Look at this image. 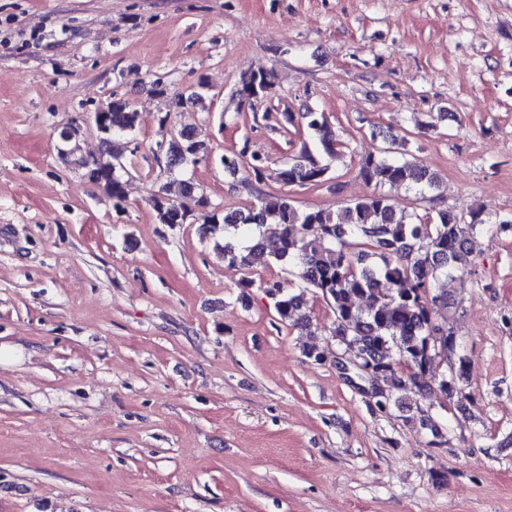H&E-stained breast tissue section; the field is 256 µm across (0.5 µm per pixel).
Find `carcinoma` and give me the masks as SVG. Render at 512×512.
Here are the masks:
<instances>
[{"label": "carcinoma", "instance_id": "obj_1", "mask_svg": "<svg viewBox=\"0 0 512 512\" xmlns=\"http://www.w3.org/2000/svg\"><path fill=\"white\" fill-rule=\"evenodd\" d=\"M202 87L201 82L190 87L176 99V106H196L202 101ZM272 87V77L266 72L244 76L239 89L241 103L256 110ZM110 104L107 122L112 133L103 134L109 159L94 158L83 165L89 180L102 187L119 207L125 201L124 181L122 169L114 168V164L124 160L119 141L135 134L138 113L122 98H114ZM282 116L305 134L299 148L272 174L258 156L247 163L246 172L259 184L273 179L284 187L324 181L329 172L325 159H334L341 146L328 116L309 106ZM372 135L381 136L389 146L377 156L363 157L357 176L379 187L404 185L415 199L432 201L430 193L438 189L434 174L394 157L396 138L390 132L377 126ZM163 152L167 167L174 171L195 165L209 154L188 124L183 125L182 134L166 141ZM180 196L179 200L171 199L169 186L159 187L154 198L157 223L184 224L195 207L200 210L201 236L224 224V259L246 273L240 287H252L248 274L271 263L297 271L300 292L281 296L277 302L280 322L310 328L304 313L307 290L329 303L334 315L332 336L349 355L370 368V377L377 379V393L372 399L378 410L399 406L405 394L427 387V374L435 362L444 363L449 370L438 381V390L447 397L454 395L456 382L468 372V361L458 354L448 326V294L435 291L434 285L441 279H463L470 232L490 223L482 208L472 210L467 218L440 209L428 220L416 214H398L385 194L374 193L334 212L302 210L281 191L261 193L256 201L220 217L209 210L207 198L197 194L194 183L181 181ZM266 224L278 226L276 235L259 233ZM351 246L355 251H349ZM386 283L397 288H386ZM356 298L365 305L355 306Z\"/></svg>", "mask_w": 512, "mask_h": 512}]
</instances>
